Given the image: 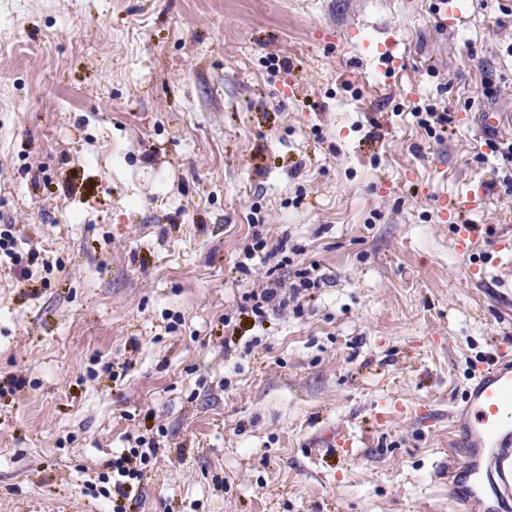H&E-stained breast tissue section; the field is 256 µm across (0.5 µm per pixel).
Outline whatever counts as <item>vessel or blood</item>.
I'll list each match as a JSON object with an SVG mask.
<instances>
[{
	"instance_id": "vessel-or-blood-1",
	"label": "vessel or blood",
	"mask_w": 512,
	"mask_h": 512,
	"mask_svg": "<svg viewBox=\"0 0 512 512\" xmlns=\"http://www.w3.org/2000/svg\"><path fill=\"white\" fill-rule=\"evenodd\" d=\"M454 419L464 452L448 470L466 484L457 499L470 512H501L512 496V358L477 377Z\"/></svg>"
}]
</instances>
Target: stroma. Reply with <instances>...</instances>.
I'll return each instance as SVG.
<instances>
[{
    "label": "stroma",
    "instance_id": "stroma-1",
    "mask_svg": "<svg viewBox=\"0 0 512 512\" xmlns=\"http://www.w3.org/2000/svg\"><path fill=\"white\" fill-rule=\"evenodd\" d=\"M455 2L0 0V512H110L138 436L139 512H462L512 253L441 205L512 214V0ZM257 236L325 273L303 315L239 312ZM424 111L425 112H417V115H422L419 122L429 135L436 136L437 129H439L440 132H444L446 130L445 127L452 121L449 112L445 108L442 109V112H438L435 107L428 106L424 108ZM136 446L127 449L120 456L112 459V498H128L133 483L140 482L142 477V465H146L151 456L156 454L155 444L149 443L147 448H141L146 442L140 437L136 438ZM139 466H132L133 460Z\"/></svg>",
    "mask_w": 512,
    "mask_h": 512
}]
</instances>
